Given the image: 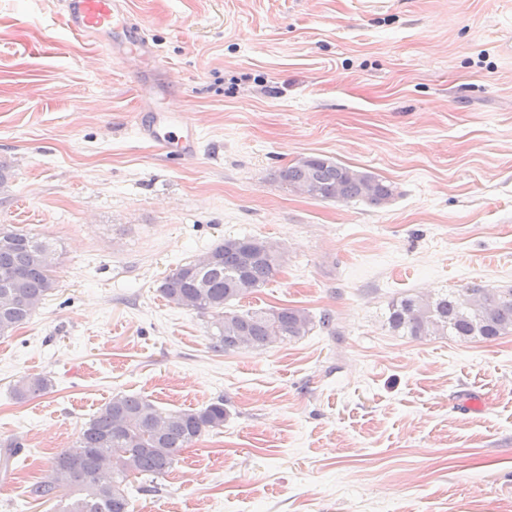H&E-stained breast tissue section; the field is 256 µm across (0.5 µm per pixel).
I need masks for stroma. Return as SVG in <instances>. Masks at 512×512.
<instances>
[{
  "mask_svg": "<svg viewBox=\"0 0 512 512\" xmlns=\"http://www.w3.org/2000/svg\"><path fill=\"white\" fill-rule=\"evenodd\" d=\"M155 51L111 56L59 0H0V226L47 237L56 288L0 336V512L115 395L223 400L172 469L129 479L136 512H512V333L414 337L411 294L512 288V0H125ZM198 120V156L138 126ZM323 155L391 182L382 206L296 195ZM279 247L236 302L331 329L213 352L210 319L159 291L227 238ZM25 375L42 395L16 399ZM49 385L50 382L47 378L39 375H29L20 377L14 384L13 389L15 396L23 400L45 393Z\"/></svg>",
  "mask_w": 512,
  "mask_h": 512,
  "instance_id": "1",
  "label": "stroma"
}]
</instances>
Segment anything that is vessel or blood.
Wrapping results in <instances>:
<instances>
[{"instance_id":"b4317fda","label":"vessel or blood","mask_w":512,"mask_h":512,"mask_svg":"<svg viewBox=\"0 0 512 512\" xmlns=\"http://www.w3.org/2000/svg\"><path fill=\"white\" fill-rule=\"evenodd\" d=\"M61 4L65 23L75 35L107 48L118 41L142 57L150 56L148 43L135 40L136 27L120 0H61ZM139 135L165 155L191 160L198 154L197 125L168 112H153L151 119L140 125Z\"/></svg>"}]
</instances>
